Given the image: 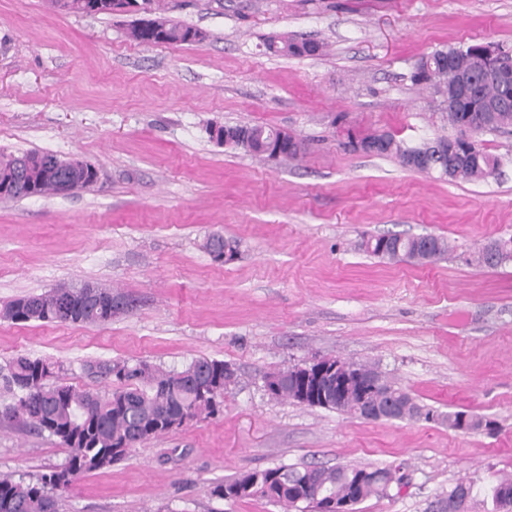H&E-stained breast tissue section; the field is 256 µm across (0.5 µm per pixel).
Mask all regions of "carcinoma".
<instances>
[{"instance_id": "cac0c4a2", "label": "carcinoma", "mask_w": 512, "mask_h": 512, "mask_svg": "<svg viewBox=\"0 0 512 512\" xmlns=\"http://www.w3.org/2000/svg\"><path fill=\"white\" fill-rule=\"evenodd\" d=\"M161 0H141L142 11L149 19L134 21L128 36L146 46H183L195 44L201 30L182 24L165 15L160 9ZM58 13L88 14L87 0H51ZM266 52L273 55L312 57L324 51V45L307 38L271 34L262 42ZM476 45L436 49L415 64L412 81L436 100L448 91V72L469 71L475 68L471 51ZM501 77L483 81L477 96L457 101L456 117L460 124H451L454 134H441L432 139L437 145L455 141L465 154L452 180L468 182L492 176L499 166L498 158L489 154L474 137L466 139L465 127L481 124L498 132L512 127V106L507 112H482L480 105L505 98L512 100V58H499ZM252 141L242 147L245 152L266 157L272 142H282L279 158L295 159L304 151L303 143L292 134L265 125H251ZM348 135L362 141H378L377 156H390L407 167V157H421V172H440L448 166V157L437 154V149L424 142L411 145L390 131L366 130L357 126L348 129ZM30 166L27 179L42 196L59 194L56 183L45 175L46 152L29 151ZM207 239L217 241L218 249L210 252L212 258L224 262V248L230 257L240 252V242L213 232ZM364 250L382 260L427 264L448 255L451 247L447 238L435 235L386 234L372 236L363 242ZM475 262L482 267H498L512 262V237L496 238L478 249ZM70 297L79 305L70 320L58 315V302ZM7 320L14 323H70L101 325L110 322L106 307H98L84 300L82 289L68 283L60 284L39 295L14 299L5 305ZM224 365L218 359L196 358L182 369H166L147 361L90 360L83 365L92 377L109 384L104 391L79 389L53 382L61 366L41 358L20 355L0 367V379L15 401L0 405V413L9 419L33 428L56 439L68 449L66 462L56 468L58 482L48 480L44 474L36 481L15 478L0 473V512H62L63 494L69 492L83 475L102 470L128 456L138 445L168 434V423L185 416L198 419L210 417L219 411L224 397ZM319 407L342 414L359 416L362 395L352 392L341 401L331 396ZM391 405L388 421H434L461 432H477L487 428L488 420L466 411L438 412L419 403L405 389L388 377H381V384L369 394ZM365 469L347 466H305L302 468L281 465L266 469H252L218 482L212 495L225 499L224 492L243 490L231 501L262 499L284 509L297 512L305 506L312 512H332L336 502L350 498L360 504L370 497L390 495L393 485L402 482L391 470L377 467L370 470L371 480L358 484V477ZM466 485L459 481L441 500L440 512H467L468 502L456 493ZM494 509L512 508V476L496 481L488 491Z\"/></svg>"}]
</instances>
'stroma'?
<instances>
[{"instance_id":"1","label":"stroma","mask_w":512,"mask_h":512,"mask_svg":"<svg viewBox=\"0 0 512 512\" xmlns=\"http://www.w3.org/2000/svg\"><path fill=\"white\" fill-rule=\"evenodd\" d=\"M170 17L202 43L132 41L129 15H64L49 0H0V152L88 161L97 181L64 196L0 200V305L61 283L111 289L101 325L0 319V366L19 355L62 364L61 384L100 389L88 360L179 368L207 357L238 382L220 412L139 445L81 477L64 512H283L222 501L212 486L288 465L390 467V496L357 512H439L459 480L468 512L512 474V263L470 254L512 236V131L483 135L494 177L451 182L392 157L348 151L338 120L409 143L447 133L411 73L442 47L512 51V0H177ZM326 44L266 54L265 35ZM263 124L306 146L282 162L219 145L211 125ZM219 231L241 256L203 249ZM432 233L453 245L426 265L360 247L380 234ZM315 357L375 363L419 402L497 424L372 421L269 396L267 374ZM68 452L0 417V472L36 479Z\"/></svg>"}]
</instances>
